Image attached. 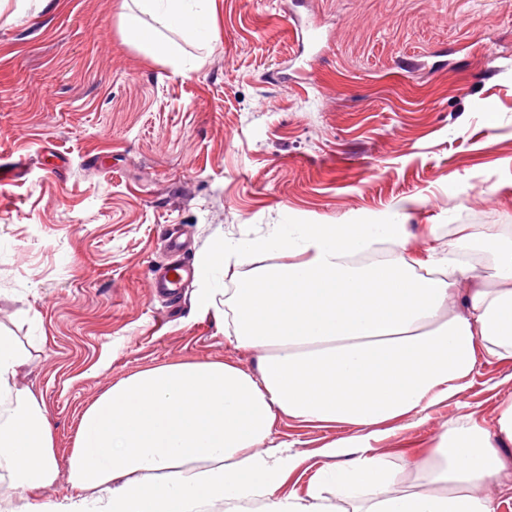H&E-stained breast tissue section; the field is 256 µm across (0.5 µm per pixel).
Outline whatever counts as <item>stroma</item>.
Instances as JSON below:
<instances>
[{
  "instance_id": "obj_1",
  "label": "stroma",
  "mask_w": 512,
  "mask_h": 512,
  "mask_svg": "<svg viewBox=\"0 0 512 512\" xmlns=\"http://www.w3.org/2000/svg\"><path fill=\"white\" fill-rule=\"evenodd\" d=\"M116 0H54L0 15V331L30 360L61 469L41 501L75 496L66 463L84 410L155 366L257 354L195 312L196 281L154 297L165 227L197 263L271 224H347L404 209L407 255L447 252L470 224L512 225V0H221L218 40L189 43L183 75L126 45ZM287 82H280V70ZM512 359L480 363L459 401L397 423L377 445L403 466L467 413L494 429ZM342 426H274L302 464Z\"/></svg>"
}]
</instances>
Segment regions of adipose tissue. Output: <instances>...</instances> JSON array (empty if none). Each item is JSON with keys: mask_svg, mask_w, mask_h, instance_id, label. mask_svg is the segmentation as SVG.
<instances>
[{"mask_svg": "<svg viewBox=\"0 0 512 512\" xmlns=\"http://www.w3.org/2000/svg\"><path fill=\"white\" fill-rule=\"evenodd\" d=\"M138 4L153 24L127 9ZM125 44L153 45L183 73L181 40L218 37L217 0H120ZM400 214L351 224H276L249 241L217 242L198 264L197 312L212 316L234 347L259 351L255 370L187 361L141 370L112 385L83 413L68 459L75 497L0 512H498L487 494L506 466L492 442H512V400L495 431L464 414L438 437L401 488L376 445L389 423L426 417L458 398L480 361L512 359V228L471 225L430 253L417 275L404 253ZM491 257L502 285L470 286L466 253ZM288 253L285 264L250 271L225 288L219 271L247 258ZM467 292H460V285ZM28 353L0 333V470L39 489L59 473L43 402L18 385ZM345 426L302 496L281 494L299 465L276 441L279 417Z\"/></svg>", "mask_w": 512, "mask_h": 512, "instance_id": "obj_1", "label": "adipose tissue"}]
</instances>
